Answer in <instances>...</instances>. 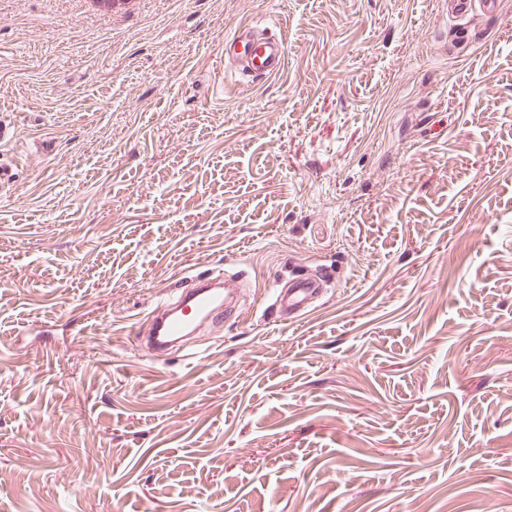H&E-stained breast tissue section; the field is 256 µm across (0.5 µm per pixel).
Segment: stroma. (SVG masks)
I'll list each match as a JSON object with an SVG mask.
<instances>
[{"mask_svg": "<svg viewBox=\"0 0 512 512\" xmlns=\"http://www.w3.org/2000/svg\"><path fill=\"white\" fill-rule=\"evenodd\" d=\"M0 111V512H512V0H0ZM214 268L239 318L137 347ZM287 49L282 36L258 34L251 24L242 25L224 37V66L253 79H268L279 75L286 63ZM290 282L288 289L276 291L275 306L283 321L298 317L322 291L320 281L311 276L296 275Z\"/></svg>", "mask_w": 512, "mask_h": 512, "instance_id": "35a3bbf8", "label": "stroma"}]
</instances>
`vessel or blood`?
Returning <instances> with one entry per match:
<instances>
[{"label": "vessel or blood", "mask_w": 512, "mask_h": 512, "mask_svg": "<svg viewBox=\"0 0 512 512\" xmlns=\"http://www.w3.org/2000/svg\"><path fill=\"white\" fill-rule=\"evenodd\" d=\"M287 49L282 37H267L253 25L237 28L224 39V62L255 79L279 75L286 63ZM322 285L311 276H294L288 289L276 292L275 306L281 319H293L319 296ZM239 311L224 296V278L211 272L200 277L192 287L182 290L172 303L157 300L150 312L146 345L152 351L171 350L181 337L202 331L210 325L238 317Z\"/></svg>", "instance_id": "obj_1"}]
</instances>
